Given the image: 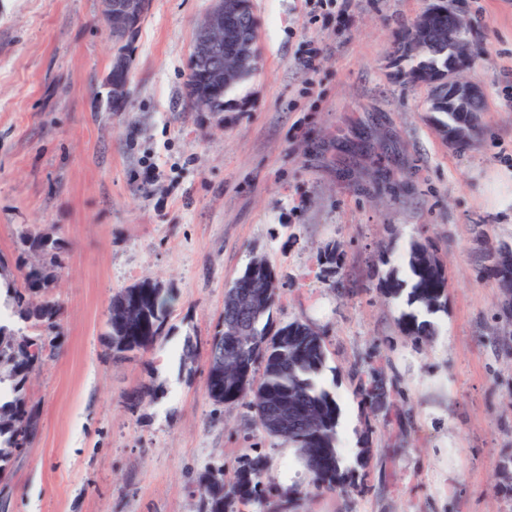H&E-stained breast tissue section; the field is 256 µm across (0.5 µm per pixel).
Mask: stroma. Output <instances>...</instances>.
Listing matches in <instances>:
<instances>
[{"label":"stroma","instance_id":"35a3bbf8","mask_svg":"<svg viewBox=\"0 0 512 512\" xmlns=\"http://www.w3.org/2000/svg\"><path fill=\"white\" fill-rule=\"evenodd\" d=\"M445 2L470 21L466 77L484 92V131L464 152L408 79L402 33L427 0H253L261 64L220 112L185 88L211 0H150L125 43L100 0H0V276L21 230L64 247L62 345L26 382L40 428L7 464L0 512H198L205 467L229 476L259 453L276 465L245 404L214 410L205 355L182 356L207 345L257 256L283 284L275 325L322 333L318 380L342 410L343 489L291 481L286 512H512V317L483 273L512 247V0ZM124 46L130 95L115 112L104 79ZM414 240L448 278L420 348L400 331L405 296L384 292ZM144 278L175 295L162 335L108 360L112 297ZM374 367L397 384L398 414L357 395ZM147 381L156 398L130 410ZM445 464L460 482L441 506Z\"/></svg>","mask_w":512,"mask_h":512}]
</instances>
